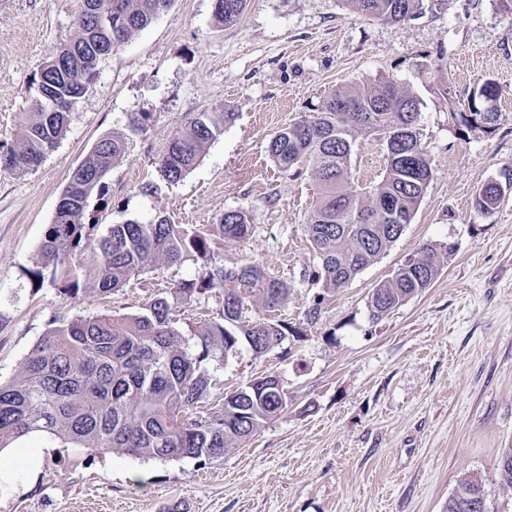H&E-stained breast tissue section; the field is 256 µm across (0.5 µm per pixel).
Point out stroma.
<instances>
[{
  "instance_id": "35a3bbf8",
  "label": "stroma",
  "mask_w": 512,
  "mask_h": 512,
  "mask_svg": "<svg viewBox=\"0 0 512 512\" xmlns=\"http://www.w3.org/2000/svg\"><path fill=\"white\" fill-rule=\"evenodd\" d=\"M78 0H0V149L13 146L34 95L31 82L76 32ZM498 85L495 131L456 116L486 79ZM389 80L420 101L422 143L433 175L410 224L372 265L325 305L301 340L254 356L241 346L217 367L232 391L277 374L288 408L221 459L144 461L46 447L37 473L0 481V512H445L464 477L482 484L489 512H512L500 484V451L512 446V190L490 215L478 188L512 168V7L502 0H421L401 24L360 17L345 0H247L232 25L214 0H172L169 9L100 61L67 131L29 170L0 168V382L54 322L98 312L133 314L143 302L197 277L200 267L157 264L115 294L61 295L30 269L72 172L96 143L126 137L91 222L167 216L216 223L247 213L244 244L214 248L216 263L251 262L291 290L277 319L299 324L315 269L305 224L317 201L314 164L299 176L268 152L281 128L312 117L337 87ZM235 114L180 182L158 162L190 119ZM385 146L362 135L349 182L378 181ZM456 249L430 288L368 317L373 288L425 244Z\"/></svg>"
}]
</instances>
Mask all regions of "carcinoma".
Instances as JSON below:
<instances>
[{
	"mask_svg": "<svg viewBox=\"0 0 512 512\" xmlns=\"http://www.w3.org/2000/svg\"><path fill=\"white\" fill-rule=\"evenodd\" d=\"M172 0H78L77 34L55 50L33 80L37 98L18 131V147L0 152L10 167L29 169L42 161L67 131L71 110L95 79L99 62L136 32L145 29ZM247 0H216L214 18L222 25L241 17ZM357 14L400 24L413 18L420 0H346ZM107 9L118 23L96 29V11ZM58 104L44 107V97ZM497 83L486 80L459 113L471 130H495ZM419 101L388 80L356 84L329 92L316 116L279 130L268 151L285 172L306 158L314 160L319 198L305 230L317 258L309 273L316 286L306 321L321 314L332 294L346 287L401 236L432 177L431 161L421 142ZM232 112H207L191 120L170 140L159 161L164 180L175 184L201 160L207 145L221 135ZM392 125L410 131V140L386 152L382 179L361 194L347 184L351 156L360 132L380 136ZM126 150L119 135L101 139L72 174L53 224L41 248V268L33 277L51 282L76 299L89 289L114 293L149 272L157 263L202 262L198 278L182 280L167 295L156 296L131 315L78 316L50 328L21 363L18 375L0 383V447L9 448L38 434L60 448L94 453L122 452L145 460L182 461L221 458L266 421L288 408L285 392H215L210 365L225 359L245 341L252 351L273 349L282 337H299V327L244 316L245 299L258 298L273 312L288 297V283L266 275L254 264L225 268L212 263V244L241 243L252 227L245 212L227 210L217 223L202 228L173 224L164 216L148 222L130 220L99 225L84 223L89 199L102 196L104 178ZM504 190L483 184L474 205L490 215ZM454 245L426 244L395 275L374 288L376 304L369 317L378 321L392 309L429 288ZM224 287L220 319L201 318L179 328L173 310L189 307L216 286ZM504 485L512 487V448L499 457ZM486 503L481 484L458 481L446 512H475Z\"/></svg>",
	"mask_w": 512,
	"mask_h": 512,
	"instance_id": "carcinoma-1",
	"label": "carcinoma"
}]
</instances>
